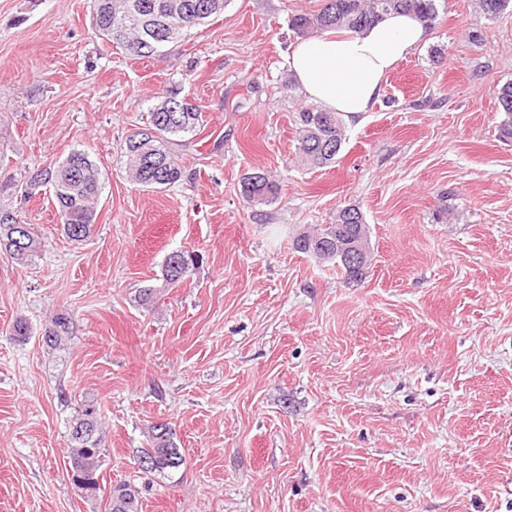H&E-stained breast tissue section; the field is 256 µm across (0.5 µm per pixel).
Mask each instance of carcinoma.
Instances as JSON below:
<instances>
[{
    "mask_svg": "<svg viewBox=\"0 0 512 512\" xmlns=\"http://www.w3.org/2000/svg\"><path fill=\"white\" fill-rule=\"evenodd\" d=\"M480 12L494 19L512 8V0H477ZM228 0H90L92 26L111 45L129 56L149 58L170 52L191 33L224 13ZM412 11L432 27L438 16L436 0H321L314 14H296L290 20L292 30L299 35L331 30H360L371 25L381 14L389 11ZM177 24V37L150 40L151 32L161 33ZM498 111L505 115L500 131L512 139V82L503 84L496 95ZM203 124V112L196 104L186 102L177 93L162 97L148 112L146 129L156 134L142 139L138 130L129 135L124 145L125 169L133 182L150 191L170 188L180 183L183 169L175 158L180 138L197 132ZM297 158L307 169H320L336 163V144L345 140L344 121L334 112L307 105L297 112ZM38 186L25 182L24 196L32 198L50 187L52 201L60 216L66 236L73 241L87 239L95 224V205L102 192L101 172L88 153L74 150L58 165L40 170ZM241 194L251 206L269 205L278 199L279 186L270 174L257 170L244 175ZM0 251L18 263L25 264L40 251L42 241L34 225H26L21 240H16L17 215L0 211ZM363 236L369 240V227L364 213L348 205L336 213V223L322 224L311 231L293 237L296 251L319 260L333 263L341 270L344 280L356 282L365 268L351 269L336 259V243ZM199 264L198 255L189 251H172L163 262L161 286H146L139 299L148 305L164 287L178 284L191 276ZM67 317L57 314L45 328L44 341L55 344L66 332ZM101 419L93 404H88L70 425L74 442L69 469L75 478L72 485L86 496L100 489L99 468L103 455L99 432ZM176 431L168 423L151 427L149 448L142 457L155 461L152 472L164 474L179 468L182 455L174 442ZM139 491L126 483L115 486L105 512H138Z\"/></svg>",
    "mask_w": 512,
    "mask_h": 512,
    "instance_id": "1",
    "label": "carcinoma"
}]
</instances>
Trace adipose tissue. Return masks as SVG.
<instances>
[{"instance_id": "ef3b65f1", "label": "adipose tissue", "mask_w": 512, "mask_h": 512, "mask_svg": "<svg viewBox=\"0 0 512 512\" xmlns=\"http://www.w3.org/2000/svg\"><path fill=\"white\" fill-rule=\"evenodd\" d=\"M428 36L414 15L391 12L360 31L300 39L284 65L308 100L352 121L371 110L388 75Z\"/></svg>"}]
</instances>
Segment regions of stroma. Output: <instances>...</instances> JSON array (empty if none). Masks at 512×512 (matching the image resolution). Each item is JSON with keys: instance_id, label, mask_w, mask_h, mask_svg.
Returning <instances> with one entry per match:
<instances>
[{"instance_id": "stroma-1", "label": "stroma", "mask_w": 512, "mask_h": 512, "mask_svg": "<svg viewBox=\"0 0 512 512\" xmlns=\"http://www.w3.org/2000/svg\"><path fill=\"white\" fill-rule=\"evenodd\" d=\"M89 2L0 0V210L43 242L25 265L0 252V512H105L123 482L139 512H512V140L496 105L512 12L437 0L429 42L347 124L335 164L309 170L283 59L291 17L321 0H229L142 59L94 33ZM168 89L204 125L176 149L183 181L153 192L122 149ZM76 149L105 181L82 242L22 188ZM258 169L280 193L257 209L240 180ZM347 205L373 249L354 283L290 241ZM174 250L201 263L165 289ZM89 403L105 424L93 498L67 472ZM156 422L183 458L162 475L137 466Z\"/></svg>"}]
</instances>
